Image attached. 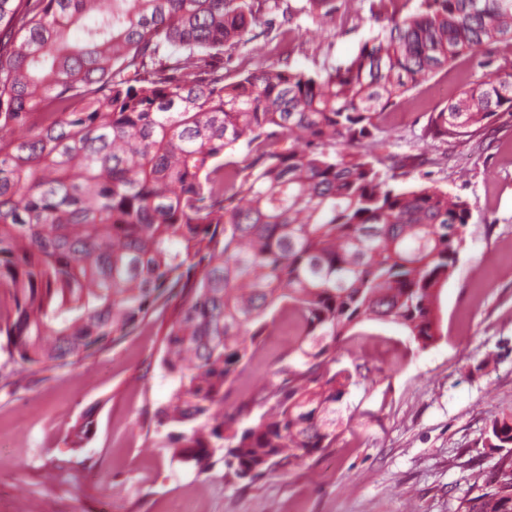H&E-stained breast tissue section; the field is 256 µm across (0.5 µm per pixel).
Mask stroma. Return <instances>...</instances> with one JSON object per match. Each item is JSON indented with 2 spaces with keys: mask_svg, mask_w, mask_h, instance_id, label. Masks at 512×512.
<instances>
[{
  "mask_svg": "<svg viewBox=\"0 0 512 512\" xmlns=\"http://www.w3.org/2000/svg\"><path fill=\"white\" fill-rule=\"evenodd\" d=\"M290 35L258 28L232 52L230 70L288 67L308 72L353 55L376 30L370 0H353L334 24L318 25L307 0H284ZM459 63L387 110V141L373 148L397 184L439 187L466 200L471 217L455 270L436 304L442 337L418 348L393 323L369 320L346 336L340 366L367 370L351 387L336 442L252 485L226 478L222 460L201 473L173 457L146 429L168 399L156 322L79 364L17 379L0 368V512H457L495 471L485 437L492 419L512 413V117L482 134L440 140L430 112L456 93ZM288 350V318L241 366L235 405L278 383ZM94 411L97 430L81 447L69 427Z\"/></svg>",
  "mask_w": 512,
  "mask_h": 512,
  "instance_id": "stroma-1",
  "label": "stroma"
}]
</instances>
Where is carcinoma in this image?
<instances>
[{"mask_svg": "<svg viewBox=\"0 0 512 512\" xmlns=\"http://www.w3.org/2000/svg\"><path fill=\"white\" fill-rule=\"evenodd\" d=\"M262 0H0V353L53 372L132 335L159 311L175 385L154 414L167 447L251 484L329 447L362 366L336 368L366 320L421 348L464 243L470 204L401 186L370 149L385 111L460 60L431 113L435 138L512 113V0H372L380 29L324 72L260 68L228 81L224 54L272 27ZM331 20L350 0H307ZM93 16L90 23L84 19ZM81 28L73 41L70 31ZM296 322L280 381L232 411L235 374L278 315ZM264 409L245 423L252 407ZM87 413L67 439L96 431ZM503 451L457 512H512V413Z\"/></svg>", "mask_w": 512, "mask_h": 512, "instance_id": "1", "label": "carcinoma"}]
</instances>
